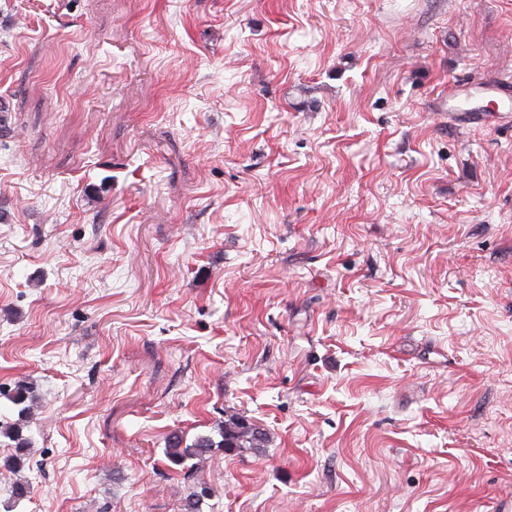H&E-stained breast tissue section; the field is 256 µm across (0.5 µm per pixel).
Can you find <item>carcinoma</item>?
<instances>
[{
    "instance_id": "1",
    "label": "carcinoma",
    "mask_w": 512,
    "mask_h": 512,
    "mask_svg": "<svg viewBox=\"0 0 512 512\" xmlns=\"http://www.w3.org/2000/svg\"><path fill=\"white\" fill-rule=\"evenodd\" d=\"M9 438L18 448V453L7 463L9 468H18L23 464V449L28 441L22 435L21 424L15 423L7 432ZM267 435L256 424L239 416H231L224 422L219 431V438L211 435H199L192 443L187 444L184 437L174 433L167 438L165 456L169 462L182 469H187V461L201 458L210 453L214 448H223L229 452L244 453L258 451L266 446Z\"/></svg>"
}]
</instances>
